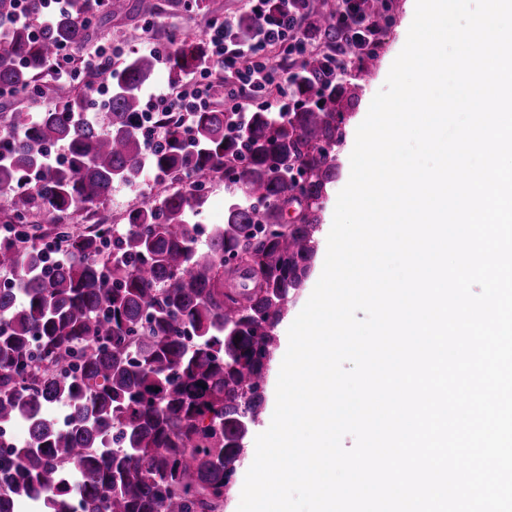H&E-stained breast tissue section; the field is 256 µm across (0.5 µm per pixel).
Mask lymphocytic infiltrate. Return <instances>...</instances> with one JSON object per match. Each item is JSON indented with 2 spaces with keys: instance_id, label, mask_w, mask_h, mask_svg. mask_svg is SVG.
<instances>
[{
  "instance_id": "1",
  "label": "lymphocytic infiltrate",
  "mask_w": 512,
  "mask_h": 512,
  "mask_svg": "<svg viewBox=\"0 0 512 512\" xmlns=\"http://www.w3.org/2000/svg\"><path fill=\"white\" fill-rule=\"evenodd\" d=\"M251 12L258 25L245 41L238 40L234 24L227 19L213 20L209 25V62L185 83L169 91L149 94L143 110L142 123L149 143H157L162 134L154 122L160 112H199L213 102L215 76L231 73V82L224 85V110L233 134L244 133L248 124L247 101L256 93L275 92L279 102H287L286 76L271 62L273 54L288 56L305 54L309 38L302 28L306 15L302 0H280L278 9L267 7V0H251ZM359 0H340L336 9V61L344 63L353 45L362 50L374 48L371 31L365 30L356 16Z\"/></svg>"
}]
</instances>
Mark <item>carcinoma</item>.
Wrapping results in <instances>:
<instances>
[{
	"label": "carcinoma",
	"mask_w": 512,
	"mask_h": 512,
	"mask_svg": "<svg viewBox=\"0 0 512 512\" xmlns=\"http://www.w3.org/2000/svg\"><path fill=\"white\" fill-rule=\"evenodd\" d=\"M17 2L0 0V88L16 93L36 87L54 52L89 43L80 17L93 9L73 0L33 33L15 22ZM126 9L147 20L163 11L159 0H111L106 16ZM304 11L333 32L322 0ZM358 12L378 28L388 20L386 0ZM207 44L176 42L172 82L202 64ZM155 66L144 54L80 89L57 81L37 118L0 112V269L14 274L0 286V426L30 436L0 456V512H223L259 422L276 329L309 277L319 201L336 180L337 117L361 86L344 70L322 79L325 58L309 55L287 111L256 110L242 136L222 109L186 123L164 112L166 138L149 151L140 90ZM98 110L104 131L82 119ZM55 145L65 161L49 166ZM146 163L159 191L126 223L32 233L34 212L89 211L114 183L138 182ZM216 174L227 217L201 248L188 219ZM241 267L253 282L244 298L224 287ZM61 402L64 426L50 420Z\"/></svg>",
	"instance_id": "obj_1"
}]
</instances>
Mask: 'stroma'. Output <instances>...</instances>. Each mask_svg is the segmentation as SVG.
Listing matches in <instances>:
<instances>
[{
    "label": "stroma",
    "mask_w": 512,
    "mask_h": 512,
    "mask_svg": "<svg viewBox=\"0 0 512 512\" xmlns=\"http://www.w3.org/2000/svg\"><path fill=\"white\" fill-rule=\"evenodd\" d=\"M388 5L389 22L377 36V57L372 64L373 78L369 84L363 85L358 99L348 109L344 128L345 141L339 149L341 168L322 200L321 229L325 232L329 231L333 222L337 196L349 180L350 155L355 144L356 130L366 117L374 95L384 85L393 61L406 42L413 20L410 0H388ZM249 9V0H208V7L204 10H169L163 15L160 26L148 37L142 33L143 22L140 17L132 13L116 15L109 22L98 23L88 49L73 51L72 66L78 70L83 69L88 52H98L119 45L125 50L124 56L111 61L113 68L118 69L121 68L123 59L136 56L144 41L164 43L184 31L201 33L207 31L211 19L224 16L236 19ZM151 187L152 180L148 177L132 185L115 183L111 194L99 204L98 209L110 213L113 223H123L130 210L146 201Z\"/></svg>",
    "instance_id": "obj_1"
}]
</instances>
